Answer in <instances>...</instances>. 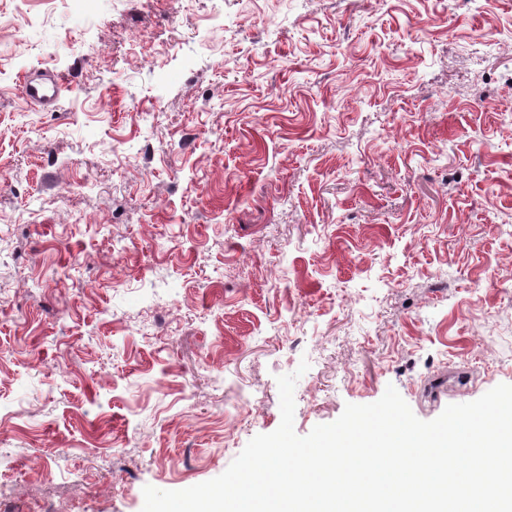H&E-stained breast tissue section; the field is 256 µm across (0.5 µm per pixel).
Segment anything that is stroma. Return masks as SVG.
<instances>
[{
  "instance_id": "stroma-1",
  "label": "stroma",
  "mask_w": 512,
  "mask_h": 512,
  "mask_svg": "<svg viewBox=\"0 0 512 512\" xmlns=\"http://www.w3.org/2000/svg\"><path fill=\"white\" fill-rule=\"evenodd\" d=\"M304 360L302 436L512 385V0H0V512L215 478ZM68 89L64 78L53 70L37 68L20 85L23 99L42 108H57L63 92Z\"/></svg>"
}]
</instances>
